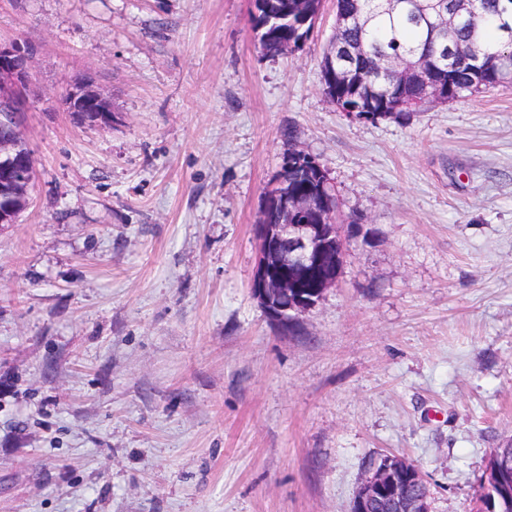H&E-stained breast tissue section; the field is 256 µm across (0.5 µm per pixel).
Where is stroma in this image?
<instances>
[{
    "mask_svg": "<svg viewBox=\"0 0 512 512\" xmlns=\"http://www.w3.org/2000/svg\"><path fill=\"white\" fill-rule=\"evenodd\" d=\"M251 10L0 0V42L34 50L35 160L0 224V512H351L385 455L472 512L512 441V80L352 120L321 82L333 0L288 56ZM76 77L111 125L67 111ZM292 146L360 231L287 328L251 284Z\"/></svg>",
    "mask_w": 512,
    "mask_h": 512,
    "instance_id": "stroma-1",
    "label": "stroma"
}]
</instances>
